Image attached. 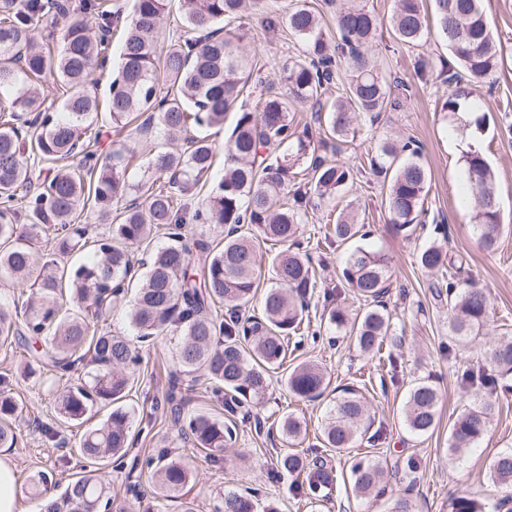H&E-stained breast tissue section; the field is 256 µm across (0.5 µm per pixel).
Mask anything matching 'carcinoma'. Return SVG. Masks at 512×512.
Returning a JSON list of instances; mask_svg holds the SVG:
<instances>
[{
    "label": "carcinoma",
    "mask_w": 512,
    "mask_h": 512,
    "mask_svg": "<svg viewBox=\"0 0 512 512\" xmlns=\"http://www.w3.org/2000/svg\"><path fill=\"white\" fill-rule=\"evenodd\" d=\"M169 0H134L131 20L123 22L105 0H55V13L66 20L59 51L34 39L36 23L46 16L40 0H0V93L16 97L11 111L0 110V281L29 284L30 296L9 308L0 302V342L26 347L34 365L50 364L70 372L88 368L85 378L55 398L65 423H84L111 407L108 415L81 434L77 454L85 460L82 475L64 487L39 471L28 494L39 512H112V495L100 463L127 454L131 413L121 405L129 385L130 366L139 352L130 339L105 325L114 298L129 288L135 250L160 232L166 242L145 261L147 271L127 311L140 342L157 336L177 338L179 371L190 381L204 379L220 397L227 417L220 421L194 414L179 426V436L213 458L232 450L236 418L242 408L261 401L270 387V372L286 358L288 337L308 311L307 297L316 287L312 257L300 247V226L308 207L351 188L366 171L386 184L385 205L393 230L413 238L424 210L428 172L421 148L410 141H379L369 167L350 164L337 155L342 144L359 133L356 116H379L401 108L391 95L382 65L368 48L382 21L364 0H325L333 7L334 31L324 28L321 12L298 2L285 17L288 30L302 44L300 54L278 67V83L253 68V62L230 37L228 26L246 12L262 16L265 33L280 30V14L266 0H181L188 34L166 50L159 48L161 21ZM432 7L440 35L452 54L440 60L438 77L448 84L442 110L455 115L469 93L459 88L467 77L480 81L502 62L481 0H396L388 22L390 36L409 48L419 45ZM124 27L120 62L104 97L106 124L115 139L112 151L94 150L101 136L95 71L111 60L112 29ZM346 66V86L335 98L327 90L338 79L337 63ZM62 91L61 102H48L43 83ZM311 112L297 131V106ZM236 114L224 140V177L216 190L190 208L200 179L212 167L216 147L209 136L191 137V129H221L226 113ZM162 137L188 143L183 149L155 153L140 181L128 180L129 158L144 142ZM46 172L32 178L35 168ZM473 229L486 251H495L503 234L495 172L479 152L463 156ZM111 224L105 237L88 236L84 210ZM210 224L220 242L197 238L188 222ZM353 211L336 215V242L365 237ZM53 241L33 282L34 241ZM280 246L271 260V285L262 294L257 314H246L257 295L266 258L262 245ZM91 248L79 264L62 265L61 257ZM418 263L442 273L437 297L448 296L452 314L448 329L466 345L493 319L485 291L462 287L454 262L441 247L427 244ZM341 279L370 304L351 320L344 308L328 312V323L349 333L363 355L376 354L392 335V318L383 305L391 287L389 258L380 249L354 245L347 252ZM224 308V315L213 308ZM485 362L464 374L473 405L452 423L448 451L459 458L478 446L488 431L493 403L481 394L488 385L512 377V336L489 340ZM330 378L317 364L304 362L288 372L284 386L294 397L321 398ZM161 404L182 409V382L172 380ZM440 394L421 379L408 390L404 424L423 436L438 424ZM14 379L0 375V447L15 445ZM374 425L367 401L348 387L321 425L325 448L348 451ZM282 436L295 444L307 433L302 420H281ZM276 473L295 478L294 488L315 495L331 474L322 459L286 452ZM493 482L512 489V449L498 452L489 465ZM350 477L360 497L381 496L383 467L377 460L355 459ZM156 499L182 491L194 471L180 458L153 469ZM214 512H257L249 493L228 490L218 496Z\"/></svg>",
    "instance_id": "cac0c4a2"
}]
</instances>
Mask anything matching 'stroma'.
<instances>
[{"label": "stroma", "instance_id": "obj_1", "mask_svg": "<svg viewBox=\"0 0 512 512\" xmlns=\"http://www.w3.org/2000/svg\"><path fill=\"white\" fill-rule=\"evenodd\" d=\"M482 5L502 48L503 64L489 78L464 82L463 87L471 101L485 110L484 120L474 133L481 153L495 171L502 217L512 222V136L506 138L500 133L505 125H512V0H483ZM233 30L242 35L245 53L258 55L262 74L271 81L277 78L278 63L297 55L300 47L287 29L266 35L255 15L239 19ZM447 55L448 47L433 24L418 47L393 41L380 50L384 70L408 84L410 96L400 110L382 113L374 122L361 120L358 137L345 144L342 154L346 160L367 161L379 139L388 135L409 137L421 144L422 162L430 174L425 207L431 221L420 229L418 239L406 241L390 228L385 193L369 174L346 196L319 206L309 223L301 227V237L314 257L316 286L309 301V327L289 338L283 368L288 371L301 361H317L331 377L330 388L320 399L305 401L289 395L279 380H272L252 416L239 421L235 454L215 461L179 439L169 413L153 409L156 398L166 391L178 370L174 340L161 336L141 344L140 363L124 399L132 415V428L140 433L130 455L141 461L162 455L179 457L193 466L196 477L181 498L161 506L148 495L150 469L143 464L134 469L121 467L108 460L104 472L116 506L127 505L133 491L138 490L143 498L136 512H180L185 500L191 502L194 512H212L218 494L230 488L255 492L260 505H273L278 512H383L388 499L399 495L409 496L417 512H451V501L458 495L474 498L484 512H512V504L503 500L504 490L489 478L492 458L512 447V389L502 383L491 388L495 407L489 430L478 447L460 460L448 455V426L472 403L462 383L464 371L481 364L487 337L512 334V231L503 234L495 253L485 252L473 230L471 209L459 202L463 163L451 139L454 124L441 110L448 87L432 76L419 78L414 70L418 57L435 63ZM349 202L356 208L359 223L370 230V243L388 254L392 270L393 287L385 303L394 334L373 358L360 354L349 337L329 328L324 315L334 303L352 317L364 309L363 301L341 285L344 248L329 235L338 211ZM429 243L441 245L460 261L459 279L485 288L495 309V320L486 336L468 345L455 344L448 331L451 309L447 301L436 296L441 274L422 269L416 261L418 248ZM27 360L26 352L17 344H0V374L16 379L20 409L17 444L8 453L15 470L16 512H37L35 500L25 492L30 476L37 471L52 472L63 485L79 475L82 465L73 451L82 426L56 419L54 393L66 385V378L49 366L24 375ZM424 377L441 392L439 424L433 433L416 436L403 425V407L411 384ZM347 386L368 397L379 432L376 440L359 442L351 455L380 460L385 476L383 495L378 499L357 498L346 481L350 457L321 447L318 439L329 403L338 389ZM287 414L307 425L298 452L310 459L323 458L332 470L333 482L319 496L290 491L291 477L273 473L277 458L287 450L279 430L281 418ZM412 460L417 463L413 469L408 466Z\"/></svg>", "mask_w": 512, "mask_h": 512}]
</instances>
